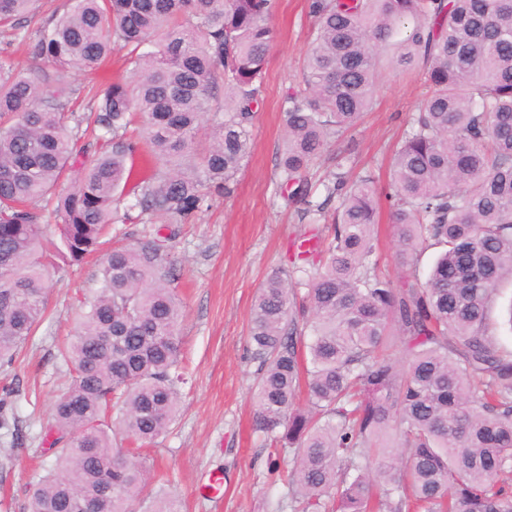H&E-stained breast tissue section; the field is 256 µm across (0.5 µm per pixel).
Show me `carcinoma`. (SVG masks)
<instances>
[{
	"mask_svg": "<svg viewBox=\"0 0 512 512\" xmlns=\"http://www.w3.org/2000/svg\"><path fill=\"white\" fill-rule=\"evenodd\" d=\"M31 2L0 0V26H34L30 52L54 68L33 79L0 55V365L16 361L46 313L49 268L102 250L117 222L164 224L105 254L58 349L66 385L44 434L53 461L29 512H80L81 501L95 512H178L145 461L114 440L154 444L180 411L183 312L163 231L235 191L273 0H66L47 20L29 14ZM308 9L304 88L285 100L278 169L284 199L329 234L309 230L292 270L271 273L255 298V430L288 453L300 512H512V349L499 345L493 317L499 286L512 282V0ZM118 51L128 75L88 89L87 131L61 81ZM389 62L421 70L428 87L391 162L405 267L396 279L374 260L373 177L354 173L341 149L323 199L310 176L371 109ZM142 152L154 166L140 173ZM66 178L72 187L57 191ZM429 246L440 252L423 281ZM6 406L1 397L0 428L18 446Z\"/></svg>",
	"mask_w": 512,
	"mask_h": 512,
	"instance_id": "cac0c4a2",
	"label": "carcinoma"
}]
</instances>
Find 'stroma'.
Listing matches in <instances>:
<instances>
[{"mask_svg": "<svg viewBox=\"0 0 512 512\" xmlns=\"http://www.w3.org/2000/svg\"><path fill=\"white\" fill-rule=\"evenodd\" d=\"M274 41L264 96L253 128L250 157L231 197H214L193 223L179 225L168 242L177 270L173 288L182 302L180 324L188 382L181 411L157 448L148 450L155 473L170 474L180 512H293L277 454L252 430L260 364L252 359L248 324L254 297L275 269L288 267L292 244L307 230L279 195L277 159L285 138V99L301 88L311 41L308 0H274ZM426 94L419 74L387 65L374 105L340 143L371 168L379 192L390 190V152ZM101 263L52 272L48 308L21 359L0 367V385L17 389L11 414L28 436L14 448L0 436V512H27L42 476V441L61 388L56 344L76 322L82 292L94 285Z\"/></svg>", "mask_w": 512, "mask_h": 512, "instance_id": "35a3bbf8", "label": "stroma"}]
</instances>
